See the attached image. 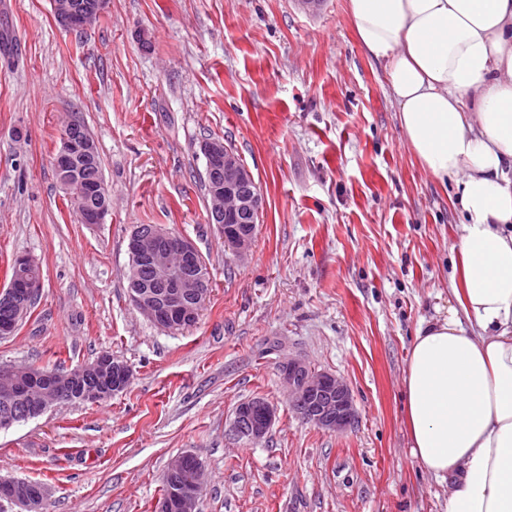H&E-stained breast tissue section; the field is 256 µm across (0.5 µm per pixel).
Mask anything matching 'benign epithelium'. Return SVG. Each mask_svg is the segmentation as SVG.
I'll return each instance as SVG.
<instances>
[{"mask_svg":"<svg viewBox=\"0 0 512 512\" xmlns=\"http://www.w3.org/2000/svg\"><path fill=\"white\" fill-rule=\"evenodd\" d=\"M56 21L68 30H81L105 13L108 0H52ZM79 128L76 119L66 124V133L53 160V167L61 177L73 174L75 155L87 159L96 152V142L88 136L74 135ZM209 175L211 215L231 252L240 256L251 247L256 230L243 222L242 215H258L263 208L262 196L255 188L251 172L238 155L223 141L207 139L201 144ZM103 203L89 209L79 208V222L102 224L110 212L111 200L102 180L90 186ZM128 251L131 258L129 296L140 313L155 325L165 329H186L198 319L200 307L208 296L207 278L202 257L186 236L178 235L162 225L147 231H132ZM148 265L154 273L155 287L146 288L139 280V269ZM41 284L35 281L20 283L0 301L8 305L13 318L0 323V335L15 332L30 311L31 298L39 293ZM90 376L93 384L85 387L80 398L96 402L124 391L130 384L129 366L101 354L92 362L61 372L33 367L0 366V402L9 404L27 400L33 414L41 415L70 395L75 377ZM282 380L288 391L292 411L302 420L328 432L350 428L356 418L353 396L347 383L339 376L318 371L302 359L290 358L282 365ZM275 419L273 405L264 398H252L239 403L234 412L232 432L242 441L258 443L265 438ZM192 471L186 482L171 500L159 503L157 512H198L203 493L202 463L187 453L174 459L166 474L177 475ZM0 498L11 512H47L48 489L33 485L25 479L0 478Z\"/></svg>","mask_w":512,"mask_h":512,"instance_id":"1","label":"benign epithelium"}]
</instances>
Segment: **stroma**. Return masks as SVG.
Returning a JSON list of instances; mask_svg holds the SVG:
<instances>
[{
    "mask_svg": "<svg viewBox=\"0 0 512 512\" xmlns=\"http://www.w3.org/2000/svg\"><path fill=\"white\" fill-rule=\"evenodd\" d=\"M79 116L112 210L70 218L52 165ZM250 170L264 205L249 254L209 224L203 140ZM418 163L347 0H109L60 27L51 0H0V290L19 255L42 288L0 365L69 370L107 352L133 371L99 402L0 431V477L50 490L48 512H155L168 463L204 465L200 512H447L404 425L418 325L447 306L461 217ZM163 224L192 240L211 292L184 330L128 296V238ZM301 358L342 377L357 412L336 433L299 419L281 383ZM276 409L256 444L235 407Z\"/></svg>",
    "mask_w": 512,
    "mask_h": 512,
    "instance_id": "1",
    "label": "stroma"
}]
</instances>
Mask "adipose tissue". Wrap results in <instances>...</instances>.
Here are the masks:
<instances>
[{
    "label": "adipose tissue",
    "mask_w": 512,
    "mask_h": 512,
    "mask_svg": "<svg viewBox=\"0 0 512 512\" xmlns=\"http://www.w3.org/2000/svg\"><path fill=\"white\" fill-rule=\"evenodd\" d=\"M422 168L465 216L448 307L403 387L412 456L447 512H512V0H348Z\"/></svg>",
    "instance_id": "adipose-tissue-1"
}]
</instances>
